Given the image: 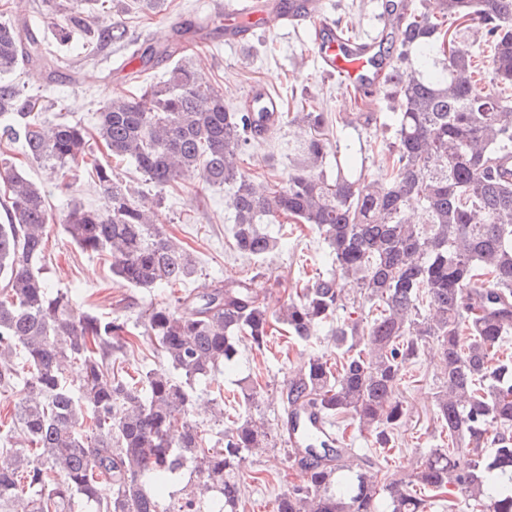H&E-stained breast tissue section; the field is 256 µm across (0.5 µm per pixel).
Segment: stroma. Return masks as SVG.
<instances>
[{
  "instance_id": "1",
  "label": "stroma",
  "mask_w": 512,
  "mask_h": 512,
  "mask_svg": "<svg viewBox=\"0 0 512 512\" xmlns=\"http://www.w3.org/2000/svg\"><path fill=\"white\" fill-rule=\"evenodd\" d=\"M382 3L383 0H326L325 7L330 18L351 17L358 39L372 40L381 30ZM215 6V0H164L162 8L150 15L113 12L112 21L127 30V44L107 46L91 54L70 53L66 65L51 80L41 69L25 68L20 82L27 92L41 96L43 102L62 100L68 122L94 129L96 111L103 102L136 92L135 84L118 70L129 51V43L149 39L158 45L165 44L174 28L211 15ZM312 39L313 27L308 23L267 25L256 30L244 47L225 45L220 38L214 40L205 47L198 62L212 83L224 92L229 105H236L253 84L260 83L292 111L299 110L307 98H315L330 117L324 130L329 141L343 145L356 143L361 137L381 144L393 141V131L380 125L362 130L352 123V113L382 112L386 104L379 98L364 101L354 97L339 79L325 76L316 62ZM305 136V131L298 128L281 127L255 145L243 161L244 168L256 176L270 170L275 177H286L293 164L294 148ZM13 157L28 178L42 187L53 214H60L74 197L84 204L104 207L103 192L84 169H72L67 180L62 181L40 165L27 163L21 151H14ZM113 169L134 190L136 198L154 204L156 224L163 226L195 258L198 275L186 282V289L217 279L246 276L253 286L260 288L274 311L292 296L299 280L314 269L326 267V244L301 224L271 225L272 233L286 235L287 245L268 256L249 260L236 254L231 233L234 211L227 188L210 187L196 194L189 190L194 183L189 177L185 189L176 191L155 186L130 161L114 163ZM44 278L51 289L71 292L80 308L103 316L133 318L147 306L174 301L173 294L166 290L145 294L117 283L108 259L81 251L57 225L50 229ZM311 353L331 362L336 360L328 328H321L317 340L308 345L285 342L280 335L273 336L260 351L241 344L236 371L221 370L216 374L227 392L235 389L243 375L251 376L263 389L261 401L251 414L266 423L269 440L265 451L247 455L242 464L245 497L240 512H270L275 496L303 482L300 469L292 464L279 436L277 423L281 389L291 369ZM439 385L434 350H425L417 359L404 364L401 392L408 412L397 428L398 446L392 464L398 471L409 469L436 443L435 397Z\"/></svg>"
}]
</instances>
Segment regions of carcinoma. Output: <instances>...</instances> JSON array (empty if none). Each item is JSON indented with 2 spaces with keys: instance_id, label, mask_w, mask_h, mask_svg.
Wrapping results in <instances>:
<instances>
[{
  "instance_id": "1",
  "label": "carcinoma",
  "mask_w": 512,
  "mask_h": 512,
  "mask_svg": "<svg viewBox=\"0 0 512 512\" xmlns=\"http://www.w3.org/2000/svg\"><path fill=\"white\" fill-rule=\"evenodd\" d=\"M161 0H54L51 31L61 47L123 44L124 28L99 24L104 10L152 11ZM385 0L393 27L382 29L373 63L379 94L394 110L395 139L386 166L356 173L336 157V177L322 165L331 153L322 137L328 113L318 106L271 118L250 104L230 107L203 71L181 61L161 84L137 98H111L98 109L95 131L41 117L38 95L0 82V148L20 142L25 158L66 180L82 167L106 196L104 208L74 202L50 213L41 188L11 162L0 164V387L22 383L13 425L20 448L0 446V512L29 498L30 512H159L156 488L196 464L193 494L166 512H201L202 495L217 493L209 512H239L238 472L245 454L268 441L265 424L246 414L218 445L193 422L197 382L237 364L239 344L261 350L273 330L311 343L331 329L339 363L309 354L281 392L283 415L310 407L329 425L351 420L371 438L372 455L353 463L344 437L291 448L306 481L277 495L272 512H426L430 497L443 512H512V0ZM454 19L479 33L474 54L458 41ZM201 53L177 41L134 49L130 77L164 60ZM66 58L34 34L29 20L0 24V77L38 66L48 77ZM302 123L309 138L299 162L279 181L260 180L236 163L253 148V130L271 134ZM106 152L132 159L147 179L174 187L195 176L201 187L229 185L236 253L259 258L281 240L260 227L305 224L327 245L326 273L294 289L277 312L245 279L205 283L172 305H151L134 324L82 311L67 291L42 277L50 226L71 243L112 257V276L151 292L197 276L196 262L152 224L151 206L115 178ZM426 217L414 222V209ZM353 279L349 297L340 281ZM143 328L170 368L119 375L112 355ZM439 353L442 381L435 414L449 445L429 449L400 477L376 456L395 447L406 415L401 367L426 344ZM79 366L76 383L68 381ZM262 387L240 380L229 402L250 407ZM112 497L99 496L101 481Z\"/></svg>"
}]
</instances>
